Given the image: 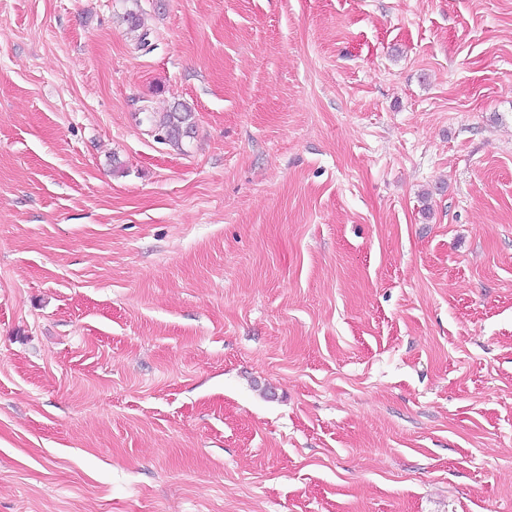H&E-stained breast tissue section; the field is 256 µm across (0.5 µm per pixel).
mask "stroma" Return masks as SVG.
<instances>
[{"label":"stroma","mask_w":512,"mask_h":512,"mask_svg":"<svg viewBox=\"0 0 512 512\" xmlns=\"http://www.w3.org/2000/svg\"><path fill=\"white\" fill-rule=\"evenodd\" d=\"M0 512H512V0H0ZM145 110L142 113L149 131L160 143L180 148L184 140L194 132L195 114L182 103L174 104L163 113Z\"/></svg>","instance_id":"stroma-1"}]
</instances>
